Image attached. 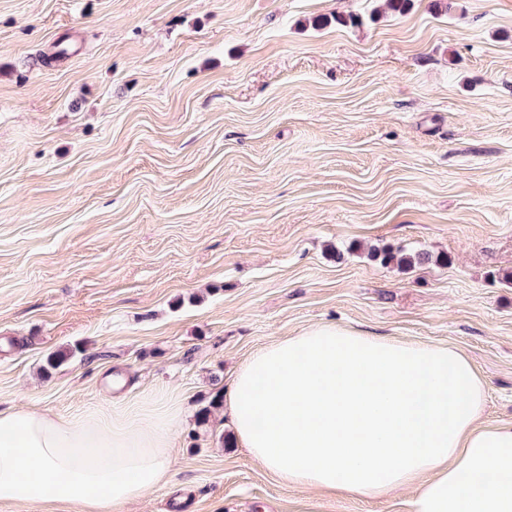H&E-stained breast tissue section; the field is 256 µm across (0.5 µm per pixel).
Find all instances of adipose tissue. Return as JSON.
<instances>
[{
  "instance_id": "adipose-tissue-1",
  "label": "adipose tissue",
  "mask_w": 512,
  "mask_h": 512,
  "mask_svg": "<svg viewBox=\"0 0 512 512\" xmlns=\"http://www.w3.org/2000/svg\"><path fill=\"white\" fill-rule=\"evenodd\" d=\"M484 398V377L453 348L319 325L255 352L224 414L286 485L406 490L409 512H512V425L483 423ZM180 417L173 406L0 411V504L124 512L169 481Z\"/></svg>"
}]
</instances>
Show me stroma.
<instances>
[{"instance_id": "obj_1", "label": "stroma", "mask_w": 512, "mask_h": 512, "mask_svg": "<svg viewBox=\"0 0 512 512\" xmlns=\"http://www.w3.org/2000/svg\"><path fill=\"white\" fill-rule=\"evenodd\" d=\"M508 272L512 0H0V409L178 403L127 512H407L285 485L197 413L335 324L464 354L512 425ZM369 256L383 265H389L396 261L398 266L408 267L442 261V257H435L433 260V256L428 252L402 253L401 251L379 247L370 248Z\"/></svg>"}]
</instances>
